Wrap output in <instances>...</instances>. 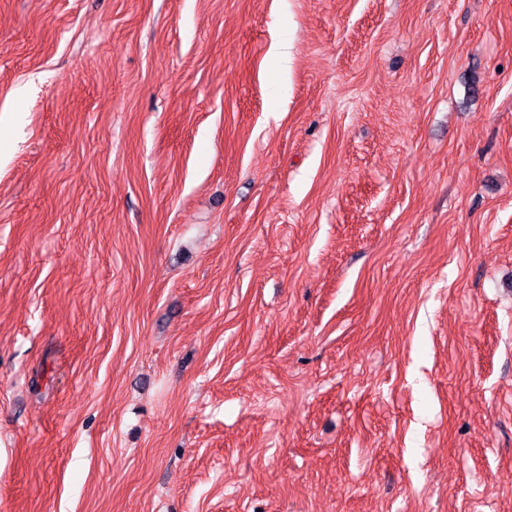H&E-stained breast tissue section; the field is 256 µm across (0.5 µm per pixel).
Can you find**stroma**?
Returning a JSON list of instances; mask_svg holds the SVG:
<instances>
[{"mask_svg":"<svg viewBox=\"0 0 512 512\" xmlns=\"http://www.w3.org/2000/svg\"><path fill=\"white\" fill-rule=\"evenodd\" d=\"M0 512H512V0H0Z\"/></svg>","mask_w":512,"mask_h":512,"instance_id":"obj_1","label":"stroma"}]
</instances>
